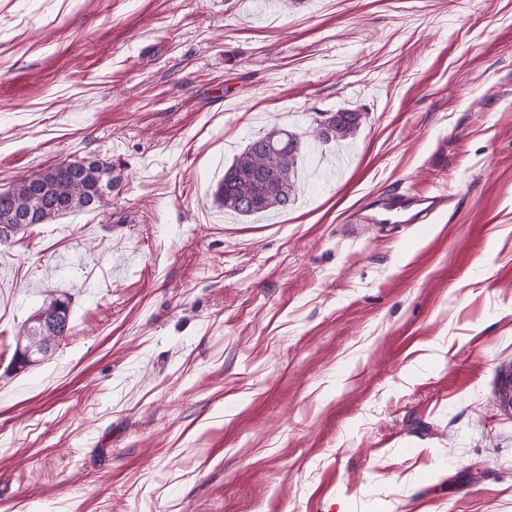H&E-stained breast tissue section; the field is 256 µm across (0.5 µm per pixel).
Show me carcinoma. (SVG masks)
<instances>
[{
	"instance_id": "obj_1",
	"label": "carcinoma",
	"mask_w": 512,
	"mask_h": 512,
	"mask_svg": "<svg viewBox=\"0 0 512 512\" xmlns=\"http://www.w3.org/2000/svg\"><path fill=\"white\" fill-rule=\"evenodd\" d=\"M361 119L362 113L356 110L339 109L320 113L308 134L274 127L253 138L224 171L213 191V203L243 217L288 209L295 199L297 167L308 142H345L356 134ZM111 191V169L97 160L64 161L22 177L5 190L9 207L0 199V218L8 209L16 215L30 214L32 221L0 222V246L12 243L36 224L98 210L106 206L105 196ZM70 331V301L50 298L18 331L12 363L20 370L42 361Z\"/></svg>"
}]
</instances>
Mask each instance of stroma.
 <instances>
[{
	"mask_svg": "<svg viewBox=\"0 0 512 512\" xmlns=\"http://www.w3.org/2000/svg\"><path fill=\"white\" fill-rule=\"evenodd\" d=\"M340 108L287 211L214 205ZM84 158L109 207L0 247V512H512V0H0V190ZM361 119V112L339 109L320 113L308 134L274 127L253 138L224 171L213 191V203L243 217L288 209L295 199L297 167L308 142H345L356 134ZM384 204L388 210L395 212H406L416 207L418 210L412 215L410 221L413 224H426L446 204V198L442 196L415 198L392 193L384 197ZM70 301L50 297L31 315L17 333L16 349L10 364L25 369L45 359L51 348L69 336Z\"/></svg>",
	"mask_w": 512,
	"mask_h": 512,
	"instance_id": "stroma-1",
	"label": "stroma"
}]
</instances>
